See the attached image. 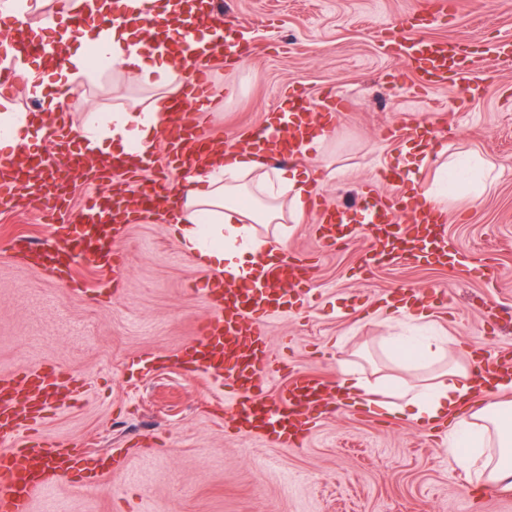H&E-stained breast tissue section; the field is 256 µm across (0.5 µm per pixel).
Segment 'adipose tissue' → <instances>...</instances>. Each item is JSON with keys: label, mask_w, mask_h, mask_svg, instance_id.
<instances>
[{"label": "adipose tissue", "mask_w": 512, "mask_h": 512, "mask_svg": "<svg viewBox=\"0 0 512 512\" xmlns=\"http://www.w3.org/2000/svg\"><path fill=\"white\" fill-rule=\"evenodd\" d=\"M193 0H73L72 10L86 22L81 35H73L59 9L43 13L31 23L29 0H0V15L29 23L34 38H51L60 58L39 56L14 59L9 40L0 41V58L14 64L19 87L40 107L34 112L0 113V152H37L60 119V105L74 91L79 77L92 69L112 70L149 89L143 105L90 111L83 121L71 124L66 145L93 160H106L129 152L148 158L156 151L159 134L170 119L174 95L184 88V72L173 28L158 30L154 20L168 17L175 7H190ZM147 12L141 25L115 23L99 27L106 15ZM403 165L418 193L439 209H447L465 190L463 178L453 173L448 149L436 144L433 151L408 146ZM433 181H424L428 169ZM313 193L309 171L274 168L261 149L225 152L214 139L208 165L182 175L162 217L198 264L216 269L225 277L240 278L254 271L258 262L280 251L279 240L258 233L261 224L285 223L289 214L302 211ZM441 336H395L386 352L412 369L426 368L446 355ZM346 405L398 417L430 428L448 423V440L464 463H480L478 478L485 488L512 484V401H502L512 383H497L496 398L476 399L474 380L466 367L454 366L431 383L418 384L395 378L368 383L354 372L339 382Z\"/></svg>", "instance_id": "1"}]
</instances>
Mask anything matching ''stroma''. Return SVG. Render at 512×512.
Segmentation results:
<instances>
[{
    "label": "stroma",
    "mask_w": 512,
    "mask_h": 512,
    "mask_svg": "<svg viewBox=\"0 0 512 512\" xmlns=\"http://www.w3.org/2000/svg\"><path fill=\"white\" fill-rule=\"evenodd\" d=\"M239 18L248 52L214 67L217 106L210 125L244 138L281 96H350L334 120L314 185L330 207L359 206L379 188L380 169L397 166L400 127L433 125L449 157L473 154L488 177L453 202L447 233L451 267L410 260L368 262L364 240L320 244L313 211L289 218L283 247L311 266L303 300L266 322L280 365L264 386L279 395L297 373L337 382L350 369L369 381L403 374L384 346L400 334L447 337L461 349L512 353V321H486L490 307L512 309V62L498 50L512 41V0H457L439 20L437 39L472 43L471 81L437 88L403 75L385 44L420 0H214ZM111 71L79 78L63 111L83 119L146 97ZM53 200L0 203V376L47 364L86 383L78 406L57 400L39 429L55 445L78 443L101 454L124 449L125 463L100 485L63 484L37 495L30 512H512V489L479 490L459 466L447 437L352 408L327 414L303 447L283 448L226 426L224 382L173 363L193 344L207 312L197 291L221 281L197 265L160 218L128 223L117 240L125 262L118 292L107 270L86 262L72 273L34 265L19 240L65 243L80 227L50 220ZM438 287L420 322L384 320L383 297L399 288Z\"/></svg>",
    "instance_id": "obj_1"
}]
</instances>
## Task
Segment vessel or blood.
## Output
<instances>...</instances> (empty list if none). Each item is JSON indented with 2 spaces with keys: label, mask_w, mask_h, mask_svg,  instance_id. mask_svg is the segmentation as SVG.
<instances>
[{
  "label": "vessel or blood",
  "mask_w": 512,
  "mask_h": 512,
  "mask_svg": "<svg viewBox=\"0 0 512 512\" xmlns=\"http://www.w3.org/2000/svg\"><path fill=\"white\" fill-rule=\"evenodd\" d=\"M447 10L448 0H422L415 17V38H395L390 42L394 54L425 88L471 79L470 70L459 56V47L427 36L436 17ZM236 24V18H217L208 11L184 17L181 38L195 64L182 94L174 100L178 120L164 135L180 167L199 165L211 148L205 113L188 110L191 102L204 104L210 100L212 72L202 41L210 28L228 31ZM347 103V98L340 94L323 99L305 94L288 97L278 108L276 126L260 127L252 133L251 141L270 145L278 156H296L302 142L323 124L326 113L345 111ZM30 167L38 171L43 187L52 186L54 176L44 159L29 158L24 168L0 161V193L18 191ZM382 179L391 192L366 203L362 220H355L342 208L318 210L319 239L334 245L365 238L373 258L379 260L403 253L415 261L433 258L443 263L454 262L445 231L446 216L427 202L401 193V185L408 180L405 171L385 170ZM110 211V206L98 197L80 212L68 208L60 211L59 218L68 224H80L81 236L101 235V242L87 247L83 258L110 270L112 277L106 285L116 289L124 276L116 247L122 227L110 223ZM35 255L46 267L58 270L69 265L64 248L53 244L37 248ZM310 273L309 265L292 257L260 265L251 277L225 283L222 294L211 300L210 313L187 353L194 371L221 377L225 385L232 387L226 403L237 428L285 448L303 445L309 414L326 405L328 388L315 377L296 376L280 396L268 397L264 378L272 369L273 357L265 322L271 314L290 307L291 292ZM80 389L78 379L56 366L28 369L16 377H0V512H30L33 498L44 489L69 480L92 485L109 471L117 470L114 457L93 455L82 448L47 447L35 440L18 448L11 445L12 440L19 438L25 422L42 420L52 396L64 391L74 398Z\"/></svg>",
  "instance_id": "b4317fda"
}]
</instances>
